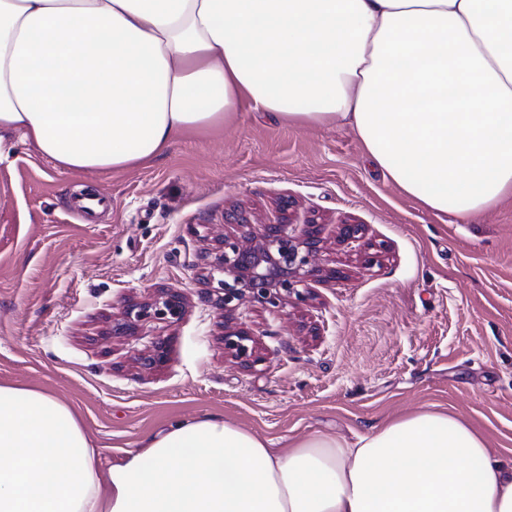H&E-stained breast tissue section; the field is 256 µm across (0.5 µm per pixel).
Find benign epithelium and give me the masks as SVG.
<instances>
[{"label":"benign epithelium","instance_id":"obj_1","mask_svg":"<svg viewBox=\"0 0 512 512\" xmlns=\"http://www.w3.org/2000/svg\"><path fill=\"white\" fill-rule=\"evenodd\" d=\"M314 223L302 232L290 228V223L267 224L261 235L262 244L246 247L231 237L218 242L212 262L213 270L222 274L218 286L209 289L207 295L216 297L224 313L236 309L240 301L250 296L273 308L281 305L290 290L298 287L310 275ZM306 248L301 253L300 248ZM183 313L181 295L171 289H163L151 302L132 303L126 310V325L132 326L150 319L177 321ZM251 335L243 329L224 327V350L245 365L258 362L254 347L249 345ZM168 361L165 342H153L144 365L162 366Z\"/></svg>","mask_w":512,"mask_h":512}]
</instances>
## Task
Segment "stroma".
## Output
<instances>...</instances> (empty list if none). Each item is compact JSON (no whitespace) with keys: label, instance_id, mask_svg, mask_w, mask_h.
I'll list each match as a JSON object with an SVG mask.
<instances>
[{"label":"stroma","instance_id":"stroma-1","mask_svg":"<svg viewBox=\"0 0 512 512\" xmlns=\"http://www.w3.org/2000/svg\"><path fill=\"white\" fill-rule=\"evenodd\" d=\"M0 158V382L74 407L108 467L141 439L210 414L271 441L348 440L432 407L512 460V203L469 218L402 194L343 125L246 117L192 132L153 162L73 172L21 133ZM111 199L87 221L77 194ZM245 221L228 224L227 212ZM315 222L319 270L271 309L204 295L218 239ZM362 227L346 240L342 225ZM178 291L183 317L117 334L130 301ZM260 357L241 366L225 326ZM169 360L142 365L155 339Z\"/></svg>","mask_w":512,"mask_h":512}]
</instances>
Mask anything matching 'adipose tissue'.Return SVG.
Here are the masks:
<instances>
[{"label": "adipose tissue", "mask_w": 512, "mask_h": 512, "mask_svg": "<svg viewBox=\"0 0 512 512\" xmlns=\"http://www.w3.org/2000/svg\"><path fill=\"white\" fill-rule=\"evenodd\" d=\"M248 114L350 126L433 212L512 202V0H0V158L19 132L119 171ZM0 512H512V464L427 409L284 448L208 415L103 470L70 406L0 383Z\"/></svg>", "instance_id": "ef3b65f1"}]
</instances>
